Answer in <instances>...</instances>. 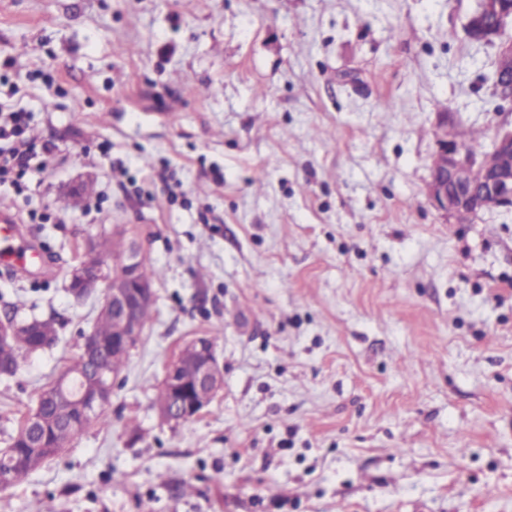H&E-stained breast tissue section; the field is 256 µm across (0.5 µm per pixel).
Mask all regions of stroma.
I'll return each mask as SVG.
<instances>
[{
    "label": "stroma",
    "mask_w": 512,
    "mask_h": 512,
    "mask_svg": "<svg viewBox=\"0 0 512 512\" xmlns=\"http://www.w3.org/2000/svg\"><path fill=\"white\" fill-rule=\"evenodd\" d=\"M475 6L0 0V101L49 148L31 200L0 191L45 262L0 270V317L60 336L0 376V448L93 330L102 295L66 291L85 242L128 229L160 271L104 421L0 512H512V209L426 196L444 129L487 151L512 125ZM203 334L224 387L165 422Z\"/></svg>",
    "instance_id": "obj_1"
}]
</instances>
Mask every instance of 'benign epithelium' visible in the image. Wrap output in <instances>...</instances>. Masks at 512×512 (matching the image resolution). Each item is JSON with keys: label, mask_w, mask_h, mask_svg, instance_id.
Segmentation results:
<instances>
[{"label": "benign epithelium", "mask_w": 512, "mask_h": 512, "mask_svg": "<svg viewBox=\"0 0 512 512\" xmlns=\"http://www.w3.org/2000/svg\"><path fill=\"white\" fill-rule=\"evenodd\" d=\"M510 22L512 0H479L468 20L467 35L473 42L498 43L492 93L500 101L512 104V41L500 40ZM491 153L505 160L512 158V128L497 133ZM430 169L428 199L448 216L464 210L477 214L512 207V164L492 163L485 154H473L462 145L441 138ZM143 257L141 246L130 238L125 251L112 256V270H106L103 263L92 267L82 261L68 274V290L77 299L90 296L100 284H105L100 313L111 316L117 325L119 339L112 341L114 351L127 353L139 340L143 324L136 312L153 302L152 285L141 277ZM39 323L38 319L20 322L10 316L0 319V365L10 359L11 337L32 334ZM102 349V343L93 335L85 337L82 354L86 362L93 363ZM116 377L115 373L89 369L82 377L81 394L69 398L73 416L58 422L37 405L26 417L24 439L31 447H39L40 436L50 424L67 435L84 430L110 402ZM163 384L171 398L157 405L162 419L179 422L198 416L224 386L211 337L195 336L184 343L169 361Z\"/></svg>", "instance_id": "1"}]
</instances>
